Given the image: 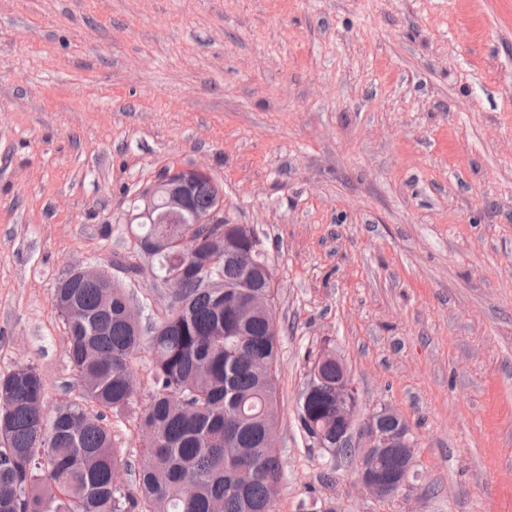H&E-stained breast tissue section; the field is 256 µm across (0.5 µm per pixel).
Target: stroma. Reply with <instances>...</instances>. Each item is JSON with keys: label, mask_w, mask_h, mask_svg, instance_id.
Instances as JSON below:
<instances>
[{"label": "stroma", "mask_w": 512, "mask_h": 512, "mask_svg": "<svg viewBox=\"0 0 512 512\" xmlns=\"http://www.w3.org/2000/svg\"><path fill=\"white\" fill-rule=\"evenodd\" d=\"M195 166L273 268L276 512H512V0H0V373L47 410L80 395L56 285L117 260L160 317L130 201ZM326 348L410 427L390 497L301 427ZM151 367L109 417L136 465Z\"/></svg>", "instance_id": "obj_1"}]
</instances>
